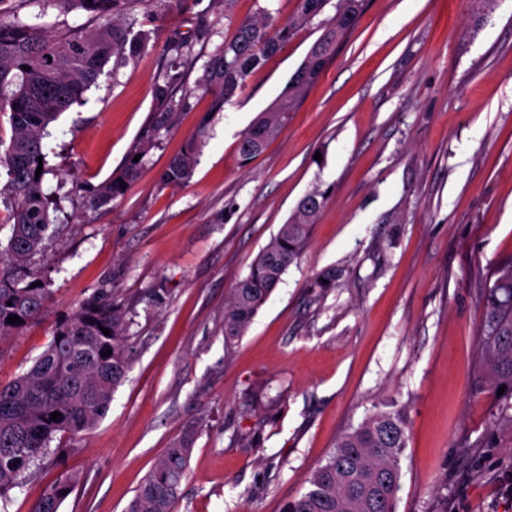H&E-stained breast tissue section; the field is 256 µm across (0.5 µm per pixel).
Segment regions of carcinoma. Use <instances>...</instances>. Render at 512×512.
<instances>
[{
  "mask_svg": "<svg viewBox=\"0 0 512 512\" xmlns=\"http://www.w3.org/2000/svg\"><path fill=\"white\" fill-rule=\"evenodd\" d=\"M43 3L61 14L80 10L90 14L97 27L75 33L51 34L29 22L21 11ZM131 0H13L0 8V112L9 113L11 135L0 137V165L7 181L0 188V204L9 212L11 235L6 246L10 266L0 270V339L44 313L48 299L31 260L41 253L50 225L49 199L43 178H35L43 155L42 135L60 113L84 100L97 83L113 54H138L148 46L150 32L133 38L117 23ZM330 0H299L295 17L278 23L269 15L245 18L234 37L206 66L203 82L221 109L246 87L250 74L276 53L297 29L319 15ZM364 0H336L333 21L307 58L288 80L268 110L259 113L241 135L237 152L244 161L261 154L288 122L307 89L334 58L336 45L355 25ZM178 75H168L155 87L165 120L178 106L173 85ZM196 140L175 157L162 175L166 185L189 180L195 166ZM136 174L131 164L124 175L107 182L100 199L122 194L121 184ZM326 201V192L298 201L288 220L260 251L249 273L237 281L224 300V346L230 351L242 339L281 277L301 255L312 224ZM483 322L481 355L488 376L477 390L503 398L502 420L512 425V257L501 262L481 285ZM16 315L23 323L11 324ZM128 312L107 289L97 290L75 311L56 322L52 341L33 366L12 381L0 384V502L24 485L31 469L54 450L57 433L74 437L97 425L107 414L112 396L133 362L128 336ZM109 330L106 336L103 330ZM112 350L111 355L102 353ZM58 413V420L50 419ZM406 409L388 403L357 427L343 434L325 463L309 478L301 496L284 503L281 512H397L401 487V457L407 447ZM196 430L188 428L166 448L141 481L125 512H174L179 488L188 474ZM80 478L63 474L40 494L36 512H60Z\"/></svg>",
  "mask_w": 512,
  "mask_h": 512,
  "instance_id": "carcinoma-1",
  "label": "carcinoma"
}]
</instances>
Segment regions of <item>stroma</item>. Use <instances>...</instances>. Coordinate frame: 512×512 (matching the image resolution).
Returning a JSON list of instances; mask_svg holds the SVG:
<instances>
[{
	"label": "stroma",
	"mask_w": 512,
	"mask_h": 512,
	"mask_svg": "<svg viewBox=\"0 0 512 512\" xmlns=\"http://www.w3.org/2000/svg\"><path fill=\"white\" fill-rule=\"evenodd\" d=\"M298 0H134L145 51L108 62L43 139L52 197L49 290L0 341V382L25 373L56 321L101 288L131 311L135 361L106 417L10 492L33 512L64 473L60 512H124L185 428L197 429L175 512H280L337 440L396 399L409 430L397 512H512V427L477 392L478 284L512 257V0H365L336 57L267 149L237 142L321 34L301 27L223 109L202 76L240 20L284 22ZM190 49L159 120L170 43ZM190 180L162 183L188 140ZM123 195L98 192L129 164ZM328 193L300 258L233 351L224 297L312 189ZM339 270L335 287L314 279Z\"/></svg>",
	"instance_id": "1"
}]
</instances>
